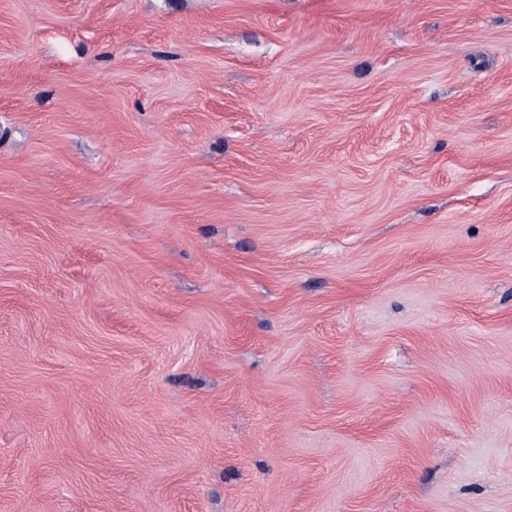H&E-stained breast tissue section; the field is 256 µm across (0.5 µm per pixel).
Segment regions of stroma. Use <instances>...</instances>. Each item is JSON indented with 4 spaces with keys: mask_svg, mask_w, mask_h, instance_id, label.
Segmentation results:
<instances>
[{
    "mask_svg": "<svg viewBox=\"0 0 512 512\" xmlns=\"http://www.w3.org/2000/svg\"><path fill=\"white\" fill-rule=\"evenodd\" d=\"M0 512H512V0H0Z\"/></svg>",
    "mask_w": 512,
    "mask_h": 512,
    "instance_id": "1",
    "label": "stroma"
}]
</instances>
